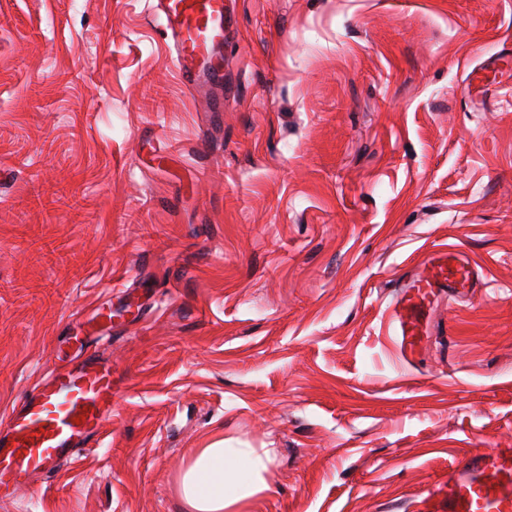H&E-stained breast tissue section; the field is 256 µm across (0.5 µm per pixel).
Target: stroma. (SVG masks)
<instances>
[{"label": "stroma", "instance_id": "stroma-1", "mask_svg": "<svg viewBox=\"0 0 512 512\" xmlns=\"http://www.w3.org/2000/svg\"><path fill=\"white\" fill-rule=\"evenodd\" d=\"M151 0H0V412L112 303L98 443L0 512H418L512 446V0H231L224 109L173 72ZM482 275L408 364L397 279ZM255 465L223 440L202 448L184 472L183 497L193 512H224L229 500L251 495Z\"/></svg>", "mask_w": 512, "mask_h": 512}]
</instances>
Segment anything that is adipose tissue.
<instances>
[{
  "label": "adipose tissue",
  "mask_w": 512,
  "mask_h": 512,
  "mask_svg": "<svg viewBox=\"0 0 512 512\" xmlns=\"http://www.w3.org/2000/svg\"><path fill=\"white\" fill-rule=\"evenodd\" d=\"M255 465L216 442L201 449L184 472L183 497L191 512H224L228 502L251 495Z\"/></svg>",
  "instance_id": "adipose-tissue-1"
}]
</instances>
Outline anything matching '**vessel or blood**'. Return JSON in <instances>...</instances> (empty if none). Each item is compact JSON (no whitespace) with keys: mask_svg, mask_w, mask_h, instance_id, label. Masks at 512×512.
<instances>
[{"mask_svg":"<svg viewBox=\"0 0 512 512\" xmlns=\"http://www.w3.org/2000/svg\"><path fill=\"white\" fill-rule=\"evenodd\" d=\"M152 12L164 21L163 34L177 78L201 98L206 111L224 109L225 0H153ZM479 272L457 249H442L412 269L396 301L387 309V329L403 361H412L430 334L428 316L443 289L474 292ZM111 308L94 316L69 338L71 348L108 332ZM119 386L111 361L93 356L81 364L52 371L0 418V500L29 486L33 476L55 475L77 449L100 436ZM434 496L448 512H512V448L470 456L437 480Z\"/></svg>","mask_w":512,"mask_h":512,"instance_id":"obj_1","label":"vessel or blood"}]
</instances>
